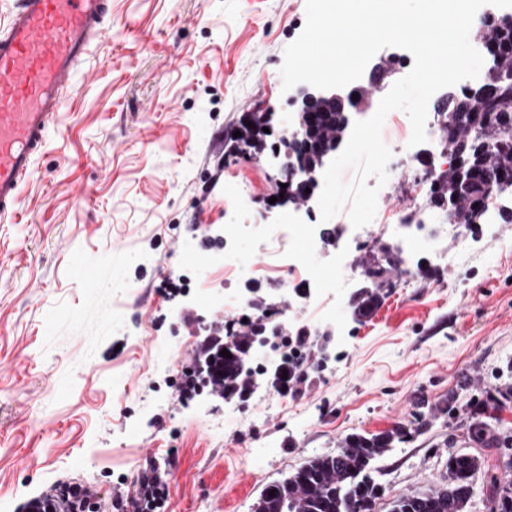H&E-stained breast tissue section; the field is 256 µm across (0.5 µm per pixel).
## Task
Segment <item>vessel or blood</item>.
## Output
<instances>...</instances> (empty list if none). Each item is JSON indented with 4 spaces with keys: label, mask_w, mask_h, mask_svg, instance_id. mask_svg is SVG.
I'll list each match as a JSON object with an SVG mask.
<instances>
[{
    "label": "vessel or blood",
    "mask_w": 512,
    "mask_h": 512,
    "mask_svg": "<svg viewBox=\"0 0 512 512\" xmlns=\"http://www.w3.org/2000/svg\"><path fill=\"white\" fill-rule=\"evenodd\" d=\"M111 21L112 0H15L0 25L1 224L18 221L71 79Z\"/></svg>",
    "instance_id": "obj_1"
}]
</instances>
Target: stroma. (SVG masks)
I'll list each match as a JSON object with an SVG mask.
<instances>
[{"label": "stroma", "mask_w": 512, "mask_h": 512, "mask_svg": "<svg viewBox=\"0 0 512 512\" xmlns=\"http://www.w3.org/2000/svg\"><path fill=\"white\" fill-rule=\"evenodd\" d=\"M305 21V0H112L19 223H0V512L64 482L111 512L113 487L148 460L169 474L165 512H252L347 434L397 425L410 437L375 463L377 512L439 482L451 452L504 465L497 443L466 433L476 405L512 384V221L496 210L460 229L431 209L424 233L450 263L401 251L368 317L343 302L341 330L278 276L253 281L328 345L297 393L264 384L186 407L172 388L194 337L156 288L176 274L209 321L224 315L202 301L211 287L242 291L223 269H181L182 247L207 253L210 226L233 213L224 185L249 192L253 217L275 193L270 157L241 156L230 136L254 109L292 113L280 69ZM450 400L451 417L438 411Z\"/></svg>", "instance_id": "35a3bbf8"}]
</instances>
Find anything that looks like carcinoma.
<instances>
[{
    "mask_svg": "<svg viewBox=\"0 0 512 512\" xmlns=\"http://www.w3.org/2000/svg\"><path fill=\"white\" fill-rule=\"evenodd\" d=\"M475 36L488 41L492 47L495 77L450 100L449 111L464 112L472 119L484 116L491 125L487 131L469 136L450 124L442 130L443 143L453 159L458 147L469 143L465 154L466 171L461 176L457 166L450 165L448 170L435 176L436 187L430 191V203L435 205L456 189L457 182L467 183L457 210L459 224H475L485 216L480 203L487 197L491 185L484 180V172L500 171L503 177L512 179V17L483 20L475 28ZM320 107V100L313 95L301 107L310 146L300 150L299 155L303 165L314 175L319 172L320 154L350 136L339 112L322 115ZM265 126L257 116L253 126L244 128L245 141L254 154L264 149L267 138L271 137L263 131ZM354 296V311L361 316L367 315L379 298L370 288H359ZM250 386L251 375L240 370L239 358L224 359V387L242 397ZM467 434L475 443L500 436L499 431L480 420L470 423ZM407 437L406 428L402 426L370 436L348 434L336 453L316 456L301 466V477L266 487L253 506L254 512H281L285 503L292 512H353L356 504L360 505L359 512H372L374 503L382 495V488L372 477V465L394 442ZM484 467L481 457L475 454L467 453L456 460L450 457L447 476L425 493L397 497L390 512H467L470 498L466 485L482 473ZM487 485L492 499L491 512H512V483H502L492 475Z\"/></svg>",
    "mask_w": 512,
    "mask_h": 512,
    "instance_id": "carcinoma-1",
    "label": "carcinoma"
}]
</instances>
